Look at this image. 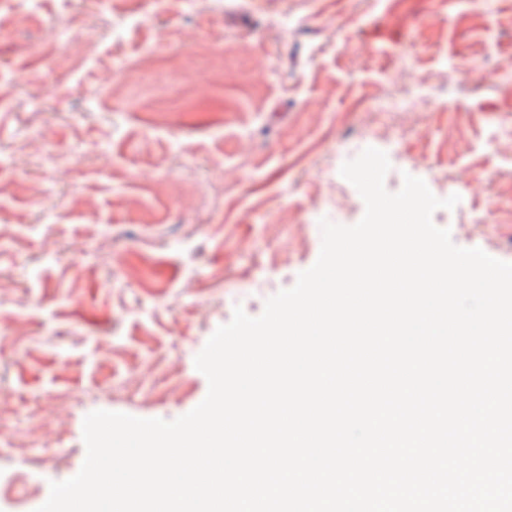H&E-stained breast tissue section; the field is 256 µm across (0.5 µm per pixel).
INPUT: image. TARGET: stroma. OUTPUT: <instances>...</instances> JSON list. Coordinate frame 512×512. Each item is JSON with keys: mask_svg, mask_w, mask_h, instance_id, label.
Returning <instances> with one entry per match:
<instances>
[{"mask_svg": "<svg viewBox=\"0 0 512 512\" xmlns=\"http://www.w3.org/2000/svg\"><path fill=\"white\" fill-rule=\"evenodd\" d=\"M510 131L512 0L0 7V512L79 472L88 413L196 407L235 306L362 218L340 168L365 148L389 192L457 188L434 224L512 262Z\"/></svg>", "mask_w": 512, "mask_h": 512, "instance_id": "stroma-1", "label": "stroma"}]
</instances>
